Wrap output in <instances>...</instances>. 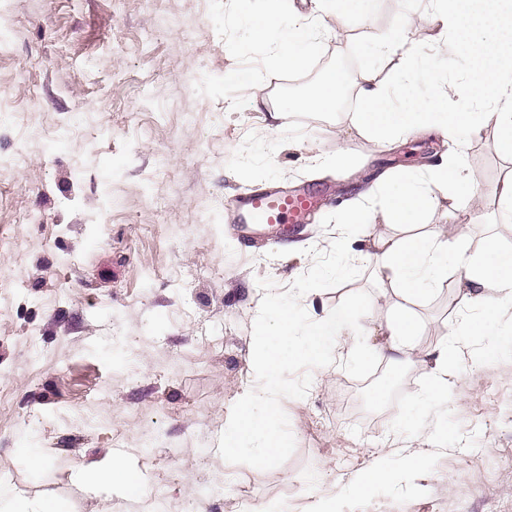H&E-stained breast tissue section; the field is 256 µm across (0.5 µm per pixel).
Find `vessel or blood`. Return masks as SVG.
<instances>
[{"label": "vessel or blood", "instance_id": "1", "mask_svg": "<svg viewBox=\"0 0 512 512\" xmlns=\"http://www.w3.org/2000/svg\"><path fill=\"white\" fill-rule=\"evenodd\" d=\"M315 204V195L307 190L257 189L232 203L230 222L237 232L283 236L302 224Z\"/></svg>", "mask_w": 512, "mask_h": 512}]
</instances>
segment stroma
I'll use <instances>...</instances> for the list:
<instances>
[{
	"instance_id": "stroma-1",
	"label": "stroma",
	"mask_w": 512,
	"mask_h": 512,
	"mask_svg": "<svg viewBox=\"0 0 512 512\" xmlns=\"http://www.w3.org/2000/svg\"><path fill=\"white\" fill-rule=\"evenodd\" d=\"M209 0H0V483L26 499L52 498L66 512H186L197 485L224 486L202 512H512V302L489 311L492 336L468 335L482 313L460 298L449 273L415 311L414 354L380 361L365 380L340 365L356 337L346 333L336 364L313 370L305 398L282 406L296 440L281 466L262 471L218 452L233 404L256 385L252 326L263 296L257 281L288 287L312 264L306 248L328 249L339 233L322 219L348 201L363 205L380 233L381 199L363 190L378 177L425 170L459 150L480 184L437 203L423 224L477 251L493 236L512 248L498 188L512 172L492 128L462 129L454 141L410 134L386 142L356 127V102L329 113L291 111L269 127L270 106L303 95L297 81L262 83L266 104L235 111L196 95L202 74L237 61L208 16ZM414 24L422 52L437 29L430 0H381L362 24L331 22L321 76L344 69L391 85L395 97L428 94L432 77L465 80L464 61L440 57L435 75L377 59L363 43ZM351 159L336 170L337 149ZM279 187L325 195L313 221L279 244L252 245L229 229L227 208L253 190ZM372 294L369 320L386 322L398 298L370 267L351 282L304 295L317 320L349 293ZM460 351L447 397L426 400L433 352ZM40 449L32 468L22 444ZM125 459L142 493L88 483V473ZM411 456L424 468L406 472ZM393 482L359 494L370 468ZM178 476L155 498L150 484Z\"/></svg>"
}]
</instances>
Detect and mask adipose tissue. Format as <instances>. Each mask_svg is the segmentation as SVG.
<instances>
[{"instance_id": "ef3b65f1", "label": "adipose tissue", "mask_w": 512, "mask_h": 512, "mask_svg": "<svg viewBox=\"0 0 512 512\" xmlns=\"http://www.w3.org/2000/svg\"><path fill=\"white\" fill-rule=\"evenodd\" d=\"M433 3L440 48L465 59L467 80H438L428 97L411 96L398 103L385 84L364 79L357 92L358 128L393 139L413 131L448 134L467 128L478 132L491 125L502 152L512 157V0ZM339 89V75L326 72L309 94L291 100L290 107L302 112L335 111ZM476 182L459 159L446 156L429 167L425 176L404 171L375 183L366 192L370 198L382 197L386 224L409 229L402 236L369 235L364 253L375 276L389 282L401 300L399 312L375 329L385 338L380 352L389 361L408 359L418 330L413 306L449 271L462 273L467 299L486 307H495L501 297H512V250L496 239H486L481 250L472 253L464 245L448 242L444 232L411 230L434 203L429 185L454 190Z\"/></svg>"}]
</instances>
